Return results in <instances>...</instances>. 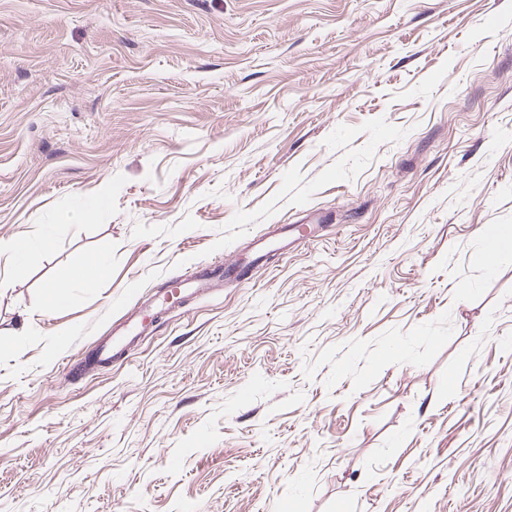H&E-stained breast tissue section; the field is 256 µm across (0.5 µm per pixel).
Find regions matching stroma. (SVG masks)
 I'll list each match as a JSON object with an SVG mask.
<instances>
[{
  "instance_id": "1",
  "label": "stroma",
  "mask_w": 512,
  "mask_h": 512,
  "mask_svg": "<svg viewBox=\"0 0 512 512\" xmlns=\"http://www.w3.org/2000/svg\"><path fill=\"white\" fill-rule=\"evenodd\" d=\"M507 225L512 0H0V512H512ZM268 229L265 235L251 242L250 250L255 256L254 260H260L272 251L287 252L294 244L305 241L314 232L311 224H274ZM109 270V260L106 253L96 255L87 267H80L74 272V277L87 288L93 286L94 281L104 276ZM237 273L236 261L228 262L224 259L223 267H202L189 275L179 277L176 283L179 287L181 303L205 297L217 282L231 279ZM174 308L167 293L164 290L157 291L150 302L116 322L111 335L99 340L92 356V364L112 363L113 359L127 355L143 338L154 332L159 318Z\"/></svg>"
}]
</instances>
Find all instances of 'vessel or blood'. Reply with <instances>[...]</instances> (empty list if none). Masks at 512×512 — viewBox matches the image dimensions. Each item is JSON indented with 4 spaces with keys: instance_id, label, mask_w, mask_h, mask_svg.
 I'll return each instance as SVG.
<instances>
[{
    "instance_id": "b4317fda",
    "label": "vessel or blood",
    "mask_w": 512,
    "mask_h": 512,
    "mask_svg": "<svg viewBox=\"0 0 512 512\" xmlns=\"http://www.w3.org/2000/svg\"><path fill=\"white\" fill-rule=\"evenodd\" d=\"M313 232L314 229L309 224H276L265 235L252 240L251 251L258 259L272 252L284 253L294 244L305 241ZM236 272V264L227 262L221 266L202 267L178 278L177 285L182 301H195L205 297L216 283L231 279ZM172 308L167 293L157 291L150 302L116 322L111 335L99 340L92 356L93 364H108L127 355L143 338L153 333L159 318L167 315Z\"/></svg>"
}]
</instances>
